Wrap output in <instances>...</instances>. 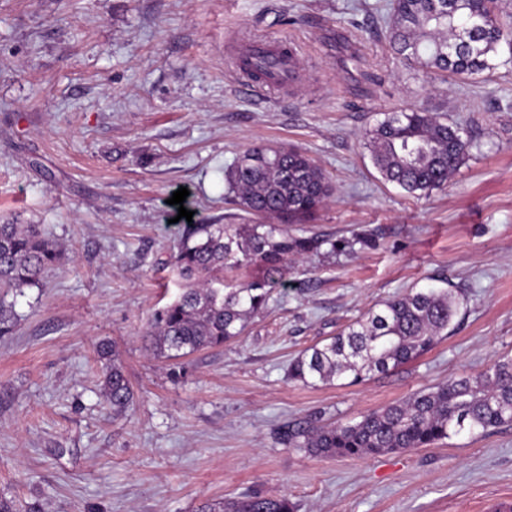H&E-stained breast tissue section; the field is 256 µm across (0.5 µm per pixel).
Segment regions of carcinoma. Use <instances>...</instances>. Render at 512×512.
Segmentation results:
<instances>
[{"label":"carcinoma","instance_id":"cac0c4a2","mask_svg":"<svg viewBox=\"0 0 512 512\" xmlns=\"http://www.w3.org/2000/svg\"><path fill=\"white\" fill-rule=\"evenodd\" d=\"M392 49L418 68L441 77L477 80L495 69L491 53L506 44L512 54V13L495 0H392L385 18ZM373 164L408 193L445 188L468 145L459 131L430 112H391L366 133ZM236 203L253 224L182 225L173 269L182 293L157 309L144 333L153 353L167 360L221 346L241 336L248 320L264 309L273 288L287 283L291 260L336 242L297 237L281 228L309 219L330 195L322 170L303 152L255 146L229 173ZM62 257L35 224H0V335L12 330L15 314L5 297L39 284L42 273ZM253 269L240 282L231 273ZM455 294L426 288L381 301L322 344L288 364V378L302 383L346 380L356 385L427 352L448 331L457 313ZM107 361L103 390L120 413L133 392L117 356ZM512 423V359H500L477 375H462L360 420L301 427L288 425L280 443L316 455L363 457L422 448L464 431ZM202 512H295L283 495H249L208 505Z\"/></svg>","mask_w":512,"mask_h":512}]
</instances>
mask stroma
Returning a JSON list of instances; mask_svg holds the SVG:
<instances>
[{"mask_svg":"<svg viewBox=\"0 0 512 512\" xmlns=\"http://www.w3.org/2000/svg\"><path fill=\"white\" fill-rule=\"evenodd\" d=\"M390 0H0V224L65 252L10 293L0 336V499L41 512H198L243 495L296 512H496L512 503V424L366 457L288 449L289 423L349 422L512 358V63L439 80L395 54ZM296 59L286 91L246 90L254 41ZM417 107L468 152L447 189L385 182L363 138ZM257 145L300 149L331 196L290 233L335 240L293 260L246 331L177 361L142 334L180 292L179 208L247 224L227 173ZM189 195L171 205L179 188ZM422 288L460 299L453 329L358 385L303 384L292 358L376 303ZM134 398L113 413L96 347Z\"/></svg>","mask_w":512,"mask_h":512,"instance_id":"1","label":"stroma"}]
</instances>
